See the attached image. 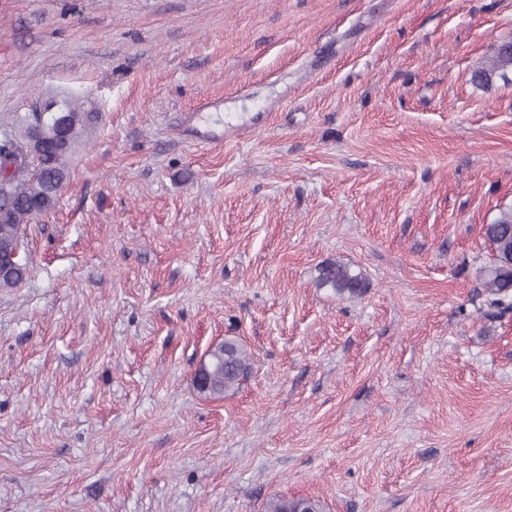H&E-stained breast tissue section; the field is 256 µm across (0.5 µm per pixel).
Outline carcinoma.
<instances>
[{
	"instance_id": "1",
	"label": "carcinoma",
	"mask_w": 512,
	"mask_h": 512,
	"mask_svg": "<svg viewBox=\"0 0 512 512\" xmlns=\"http://www.w3.org/2000/svg\"><path fill=\"white\" fill-rule=\"evenodd\" d=\"M512 72V41L501 43L489 64L473 73V82L488 86L499 77L509 80ZM49 116L31 112L17 117L18 133L0 138V257L21 252L30 221L50 213L69 171L68 160L97 113L54 99L45 101ZM484 236L491 258L482 268V286L494 306L512 308V206L500 210L498 217L485 225ZM26 259L0 268V288H14L27 277ZM319 286L336 293L357 294L363 288L359 275L341 263H328L320 270ZM251 370V357L238 342L226 339L210 350L208 371L195 377L198 389L211 396H222ZM267 512H322L319 500L312 498L271 499Z\"/></svg>"
}]
</instances>
